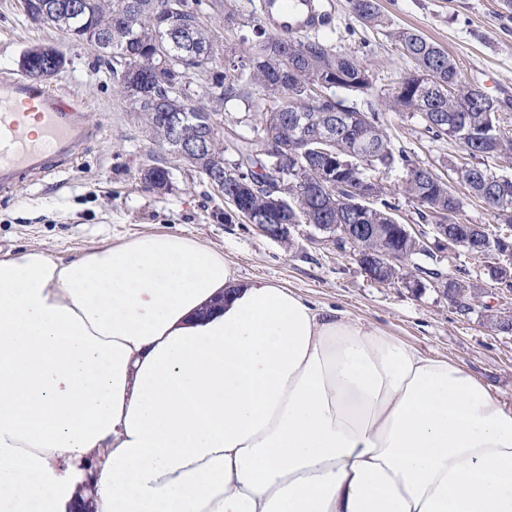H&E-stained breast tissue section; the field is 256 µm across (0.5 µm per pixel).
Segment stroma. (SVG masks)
I'll return each instance as SVG.
<instances>
[{"label": "stroma", "mask_w": 512, "mask_h": 512, "mask_svg": "<svg viewBox=\"0 0 512 512\" xmlns=\"http://www.w3.org/2000/svg\"><path fill=\"white\" fill-rule=\"evenodd\" d=\"M332 22L322 30L339 53H350L370 71L368 91L337 90L345 106L375 110L404 161L376 171L397 185L405 161L447 171L464 154L459 141L435 138L419 117L388 110L391 89L413 66L397 51L389 32L413 28L442 46L464 77L512 106V10L503 0H379L386 24L373 27L356 17L350 0H331ZM34 44L57 47L68 65L55 83L77 94L87 121L101 136L78 149L76 168L0 191V257L21 249L71 260L85 250L142 233L174 232L223 252L238 275L275 281L320 306L341 308L375 324L421 351L454 360L512 407V332H494L479 312L457 310L433 287L415 292L401 284L370 279L351 248H338L308 224L291 230L290 243L263 236L241 218L226 219L220 192L170 162L167 192L145 189L140 171L165 154L150 141L139 120L112 94L106 74L95 70V53L68 42L53 28L25 22L18 0H0V72L20 73L19 60ZM444 273L477 287L481 302L512 316V292L498 288L484 260L459 252L438 261Z\"/></svg>", "instance_id": "35a3bbf8"}]
</instances>
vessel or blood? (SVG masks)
Wrapping results in <instances>:
<instances>
[{"mask_svg":"<svg viewBox=\"0 0 512 512\" xmlns=\"http://www.w3.org/2000/svg\"><path fill=\"white\" fill-rule=\"evenodd\" d=\"M260 18L273 32L299 34L323 26L320 0H261ZM75 96L26 76L0 75V190L74 163L78 144L97 139ZM38 132H31L30 121Z\"/></svg>","mask_w":512,"mask_h":512,"instance_id":"obj_1","label":"vessel or blood"}]
</instances>
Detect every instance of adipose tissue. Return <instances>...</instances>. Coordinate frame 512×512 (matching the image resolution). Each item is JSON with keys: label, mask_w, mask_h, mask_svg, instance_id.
Returning a JSON list of instances; mask_svg holds the SVG:
<instances>
[{"label": "adipose tissue", "mask_w": 512, "mask_h": 512, "mask_svg": "<svg viewBox=\"0 0 512 512\" xmlns=\"http://www.w3.org/2000/svg\"><path fill=\"white\" fill-rule=\"evenodd\" d=\"M0 512H512L459 363L176 233L0 257Z\"/></svg>", "instance_id": "obj_1"}]
</instances>
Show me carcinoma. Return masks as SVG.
<instances>
[{
	"instance_id": "cac0c4a2",
	"label": "carcinoma",
	"mask_w": 512,
	"mask_h": 512,
	"mask_svg": "<svg viewBox=\"0 0 512 512\" xmlns=\"http://www.w3.org/2000/svg\"><path fill=\"white\" fill-rule=\"evenodd\" d=\"M64 0H30L23 13L32 26L59 30L73 44L88 45L96 51L97 61L106 65L112 78V91L130 112L142 119L152 141L188 170L207 180L222 176L224 202L231 211L250 214L254 224H350L356 199L353 193L339 189L310 195L302 182L314 178L316 169L332 166L334 158L322 155L307 159L294 157L300 143V127L295 110L303 109L320 125L334 124L339 129L335 153L340 159L372 153L352 168L339 172L340 181L359 188L369 183L375 191L372 209L361 224V248L354 256L361 268L379 283H403L416 290L433 278L432 271L413 262L418 255L398 225L391 222L392 199L400 194L417 203L422 224H437L442 211H448V223L460 233L461 240L473 237L490 249L506 254L503 244L488 231L460 221L462 201L448 181L437 171L407 161L398 192L369 180L367 171L389 168L396 160L393 144L379 124L376 113L361 112L343 105L335 93L322 98L313 88L324 83L329 88L363 92L371 86V75L352 54L338 53L322 37L278 35L265 29L258 17L241 21L224 0H80V12L56 9ZM354 14L372 26L383 24L378 0H351ZM224 13V22L252 28L259 38L258 47L248 54H215L212 14ZM399 53L413 65V73L388 96L389 107L396 112L417 115L427 131L439 137L459 141L472 162L464 175L470 196L484 202L496 223L512 225V205L501 201L502 189L512 196V178L502 179L479 166L488 154H512V118L508 106L498 102L501 112L490 105L470 99V83L448 52L420 32L398 28L390 32ZM41 46L34 45L24 54L21 70L26 76L44 82L57 77L66 67L62 59L50 66L42 60ZM211 68L206 88L186 85L183 74L190 68ZM278 96L279 103L259 114L260 133L246 137L235 130L217 134L209 150L193 158H183L171 141L168 126L160 113L173 112L181 117L179 139L198 138L214 114L224 113L233 103L250 105L256 91ZM270 140L286 152L279 172L288 175L299 193L288 211L281 210L266 189L267 176L256 170L259 160L253 153L261 141ZM145 188L168 189V167L157 162L141 170ZM399 254V264L388 271L380 267V257ZM448 299L460 311L469 312L478 302V293L459 277L448 282Z\"/></svg>"
}]
</instances>
